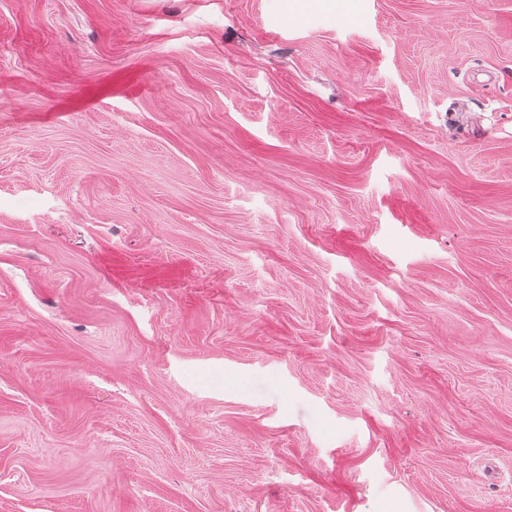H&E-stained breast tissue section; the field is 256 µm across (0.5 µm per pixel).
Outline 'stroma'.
I'll use <instances>...</instances> for the list:
<instances>
[{"label":"stroma","mask_w":512,"mask_h":512,"mask_svg":"<svg viewBox=\"0 0 512 512\" xmlns=\"http://www.w3.org/2000/svg\"><path fill=\"white\" fill-rule=\"evenodd\" d=\"M512 512V0H0V512Z\"/></svg>","instance_id":"1"}]
</instances>
